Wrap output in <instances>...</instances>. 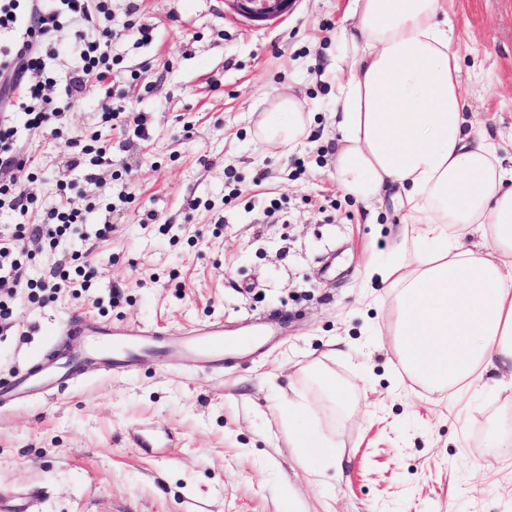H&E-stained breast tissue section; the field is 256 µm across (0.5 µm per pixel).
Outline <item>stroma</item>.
<instances>
[{
    "label": "stroma",
    "mask_w": 512,
    "mask_h": 512,
    "mask_svg": "<svg viewBox=\"0 0 512 512\" xmlns=\"http://www.w3.org/2000/svg\"><path fill=\"white\" fill-rule=\"evenodd\" d=\"M114 65L104 86L70 98L76 59H46L55 127L23 131L18 149L36 179L27 220L61 198L99 239L75 234L71 253L97 269L81 296L21 288L0 332V377L57 365L55 330L81 314L99 322L184 326L270 317L286 325L262 353H230L221 372L154 361L107 375L85 363L51 396L0 409V495L32 512H512V458L490 455L487 426L512 429V391L448 398L398 381L391 300L369 268L388 261L404 208L376 214L346 196L330 165L336 143L322 73L335 62L346 0H296L267 23L224 0H108ZM453 41L477 133L512 164V0H449ZM146 24L141 43L132 25ZM312 109L311 136L289 157L251 130L274 89ZM147 118L150 137L112 139L105 188L56 176L73 143L100 124L105 90ZM281 210L268 216L271 199ZM331 369L346 407L335 467L305 468L278 406L312 393L307 367Z\"/></svg>",
    "instance_id": "35a3bbf8"
}]
</instances>
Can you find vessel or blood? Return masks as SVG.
Wrapping results in <instances>:
<instances>
[{"label":"vessel or blood","mask_w":512,"mask_h":512,"mask_svg":"<svg viewBox=\"0 0 512 512\" xmlns=\"http://www.w3.org/2000/svg\"><path fill=\"white\" fill-rule=\"evenodd\" d=\"M62 329L82 336L80 348L58 367L30 369L0 385V405L22 401L36 393H53L89 359L115 372L130 371L145 359L161 363L174 359L184 365L220 371L224 368L225 350L242 347L235 331L225 328L220 321L178 330L172 340L156 336L145 326L126 329L79 316L67 320Z\"/></svg>","instance_id":"1"}]
</instances>
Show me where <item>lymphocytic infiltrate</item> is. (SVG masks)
<instances>
[{
  "mask_svg": "<svg viewBox=\"0 0 512 512\" xmlns=\"http://www.w3.org/2000/svg\"><path fill=\"white\" fill-rule=\"evenodd\" d=\"M18 8L19 0H0V31L15 35L11 49L0 57V73L6 77L12 107L21 109L27 128L37 129L52 125L61 115L48 94L50 81L43 76V57L56 54L55 37L65 17L73 14L84 23L65 48L67 55L81 62L82 76L73 85L74 92L80 93L86 90L88 80H105L112 68V28L107 24L112 13L105 0H33L27 13H19ZM27 70L33 72V79L21 81L20 73ZM99 140V135H92L89 143L74 152L65 171L58 174L60 189L73 188L71 174L75 171L83 172L86 182H97L92 169L106 161V148ZM85 221L82 210L66 203L51 209L43 223L15 224L1 231L0 288L20 283L29 245L43 241L58 248Z\"/></svg>",
  "mask_w": 512,
  "mask_h": 512,
  "instance_id": "1",
  "label": "lymphocytic infiltrate"
}]
</instances>
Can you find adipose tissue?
<instances>
[{"instance_id": "obj_1", "label": "adipose tissue", "mask_w": 512, "mask_h": 512, "mask_svg": "<svg viewBox=\"0 0 512 512\" xmlns=\"http://www.w3.org/2000/svg\"><path fill=\"white\" fill-rule=\"evenodd\" d=\"M336 34L330 117L340 190L375 209L390 189L408 219L395 259L373 268L392 295L394 356L430 390L469 388L494 375L512 390V167L497 141L472 130L452 49L448 0H349ZM311 112L290 89L266 102L253 135L290 155ZM306 375L315 399L280 408L293 445L314 465L327 437L298 418L344 408V388L322 366Z\"/></svg>"}]
</instances>
